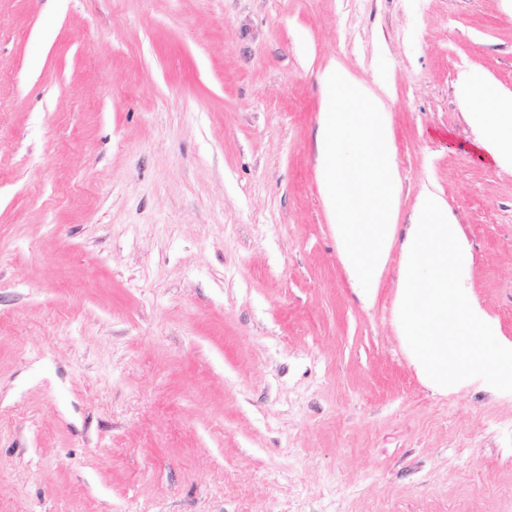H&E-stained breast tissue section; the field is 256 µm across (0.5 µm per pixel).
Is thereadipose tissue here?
<instances>
[{
	"label": "adipose tissue",
	"mask_w": 512,
	"mask_h": 512,
	"mask_svg": "<svg viewBox=\"0 0 512 512\" xmlns=\"http://www.w3.org/2000/svg\"><path fill=\"white\" fill-rule=\"evenodd\" d=\"M465 86H481V94L471 95L473 120L483 129L485 148L495 161L512 162V94L507 95L490 85H479L476 78H466Z\"/></svg>",
	"instance_id": "1"
}]
</instances>
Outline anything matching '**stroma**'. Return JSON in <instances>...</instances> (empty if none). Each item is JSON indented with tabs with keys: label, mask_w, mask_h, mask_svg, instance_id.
<instances>
[{
	"label": "stroma",
	"mask_w": 512,
	"mask_h": 512,
	"mask_svg": "<svg viewBox=\"0 0 512 512\" xmlns=\"http://www.w3.org/2000/svg\"><path fill=\"white\" fill-rule=\"evenodd\" d=\"M0 0V512H512V392L440 393L398 331L423 190L512 346V0ZM387 102L370 297L316 163L321 76ZM465 87L480 86L483 94L466 96L473 104L472 119L483 129L485 148L497 162H512V94H503L493 89L487 82L478 78H466ZM479 101H488L491 112L479 110Z\"/></svg>",
	"instance_id": "35a3bbf8"
}]
</instances>
